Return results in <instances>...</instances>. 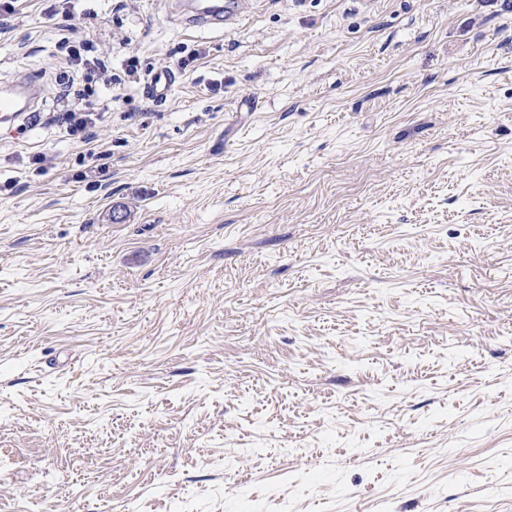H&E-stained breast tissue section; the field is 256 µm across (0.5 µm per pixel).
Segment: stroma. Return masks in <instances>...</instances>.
Listing matches in <instances>:
<instances>
[{
    "instance_id": "35a3bbf8",
    "label": "stroma",
    "mask_w": 512,
    "mask_h": 512,
    "mask_svg": "<svg viewBox=\"0 0 512 512\" xmlns=\"http://www.w3.org/2000/svg\"><path fill=\"white\" fill-rule=\"evenodd\" d=\"M165 2L0 16V512H512V11ZM235 2L224 0H172L170 13L185 28L223 27L235 20ZM65 50L66 68L61 74L59 85L73 86L75 80L84 82V88L79 91L81 104L66 108L57 114L56 121L69 136L78 137L82 143L90 144L95 141L94 129L101 119L90 97L96 94L98 83L105 84L112 80L107 67L98 53L92 39H84L62 47ZM177 81L178 75L173 71L155 72L149 77L144 90L153 100L162 103L167 100ZM39 99V84L31 77H22L0 93V123L14 124L23 120L25 112Z\"/></svg>"
}]
</instances>
